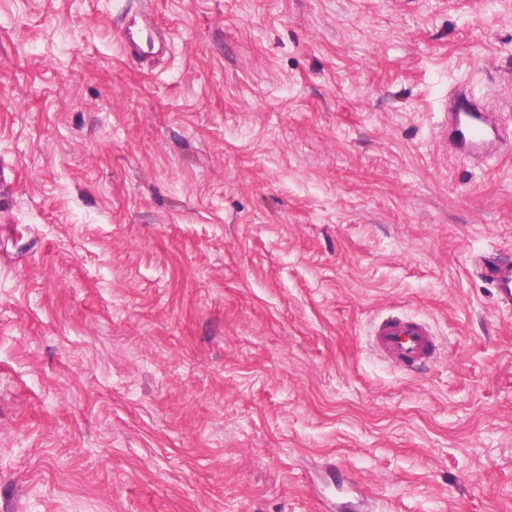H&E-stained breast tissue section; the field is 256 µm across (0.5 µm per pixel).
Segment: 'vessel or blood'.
Masks as SVG:
<instances>
[{
  "label": "vessel or blood",
  "mask_w": 512,
  "mask_h": 512,
  "mask_svg": "<svg viewBox=\"0 0 512 512\" xmlns=\"http://www.w3.org/2000/svg\"><path fill=\"white\" fill-rule=\"evenodd\" d=\"M147 40L163 37L164 32L150 18H143L138 33H126L125 44L130 53H138V36ZM444 129L449 132L456 151L469 158L487 153L491 147L489 134L493 125L486 109L465 93H457L444 106ZM479 273L495 290L499 307L512 309V265L491 257L478 262ZM375 351L384 360L406 370L429 362L433 356L435 338L426 323L414 319L388 317L376 323L371 331Z\"/></svg>",
  "instance_id": "obj_1"
}]
</instances>
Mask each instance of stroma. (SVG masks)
Segmentation results:
<instances>
[{
    "instance_id": "35a3bbf8",
    "label": "stroma",
    "mask_w": 512,
    "mask_h": 512,
    "mask_svg": "<svg viewBox=\"0 0 512 512\" xmlns=\"http://www.w3.org/2000/svg\"><path fill=\"white\" fill-rule=\"evenodd\" d=\"M457 86L512 139V0H0V512H512V154ZM444 133L452 136L454 147L463 158L489 152L496 142L489 141L490 130H495L486 109L463 92L445 102ZM479 274L494 286L496 304L512 309V265L491 257H482L478 262ZM370 335L381 358L403 369L413 370L432 359L435 338L421 320L388 317L376 323Z\"/></svg>"
}]
</instances>
